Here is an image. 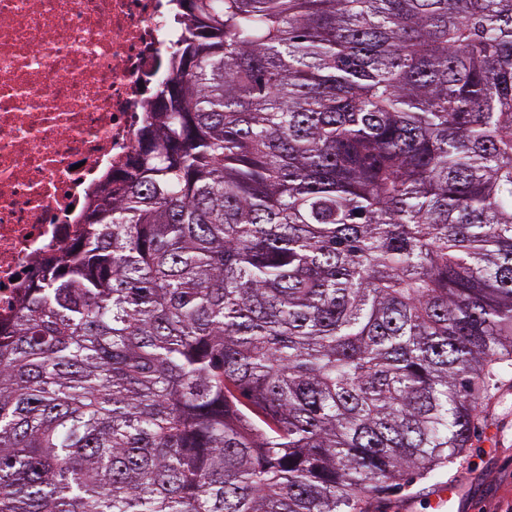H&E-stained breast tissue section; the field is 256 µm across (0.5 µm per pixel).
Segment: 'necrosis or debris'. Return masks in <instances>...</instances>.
Instances as JSON below:
<instances>
[{"mask_svg":"<svg viewBox=\"0 0 512 512\" xmlns=\"http://www.w3.org/2000/svg\"><path fill=\"white\" fill-rule=\"evenodd\" d=\"M171 0H0V316L130 170L183 29Z\"/></svg>","mask_w":512,"mask_h":512,"instance_id":"4bbe7bcc","label":"necrosis or debris"}]
</instances>
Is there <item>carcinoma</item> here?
Masks as SVG:
<instances>
[{"label": "carcinoma", "mask_w": 512, "mask_h": 512, "mask_svg": "<svg viewBox=\"0 0 512 512\" xmlns=\"http://www.w3.org/2000/svg\"><path fill=\"white\" fill-rule=\"evenodd\" d=\"M85 226L0 323V512H367L512 368V0H175Z\"/></svg>", "instance_id": "obj_1"}]
</instances>
